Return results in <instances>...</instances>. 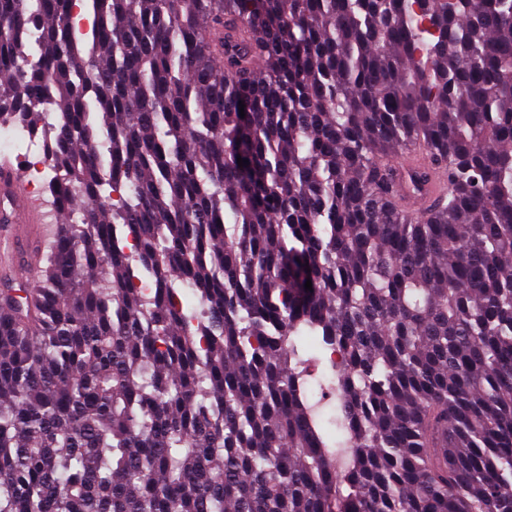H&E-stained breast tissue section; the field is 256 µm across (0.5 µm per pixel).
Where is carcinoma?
Here are the masks:
<instances>
[{"mask_svg": "<svg viewBox=\"0 0 512 512\" xmlns=\"http://www.w3.org/2000/svg\"><path fill=\"white\" fill-rule=\"evenodd\" d=\"M1 80L0 512H512V0H0ZM0 200L2 224H21L35 208L34 201L23 185L21 173L15 169L0 170ZM31 173L28 172V179L31 180ZM26 178L31 193L34 198L39 200L40 211L37 224H33L31 232L40 234L41 242L38 246L30 248L26 253L20 255L14 250V248H9L6 245H0V282L5 277L10 279H16L25 285L27 288H31L32 285H35L40 276L41 266L39 263V256L44 250L45 244V224H48L52 218L47 216L48 209L41 204L43 197L39 196L35 193L37 184L31 183ZM26 267L29 271L30 276H26L22 274V268Z\"/></svg>", "mask_w": 512, "mask_h": 512, "instance_id": "obj_1", "label": "carcinoma"}]
</instances>
